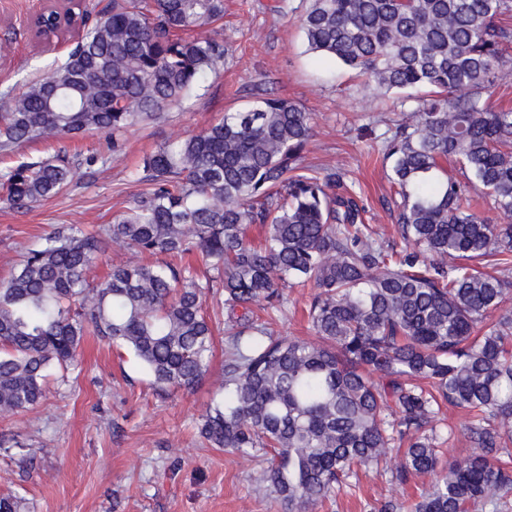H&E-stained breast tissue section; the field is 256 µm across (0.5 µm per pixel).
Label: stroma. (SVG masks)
<instances>
[{
  "label": "stroma",
  "mask_w": 512,
  "mask_h": 512,
  "mask_svg": "<svg viewBox=\"0 0 512 512\" xmlns=\"http://www.w3.org/2000/svg\"><path fill=\"white\" fill-rule=\"evenodd\" d=\"M45 0H0V94L47 76L73 37H34L27 20ZM283 11H275V4ZM300 0H224L228 54L204 87L157 119L129 128L112 154L108 135L27 143L0 153V168L16 154L50 158L79 154L82 163L59 195L15 208L0 200V279L18 267L26 248L55 228L75 224L93 232L113 223L143 192L134 173L144 156L170 137L201 132L227 112L260 98H285L312 113L315 135L306 163L346 174L369 208L380 237L395 240L393 190L380 136L400 106L395 95L367 88L337 60L307 49L296 7ZM275 330L311 338L303 316L309 289L289 288ZM224 333L214 336L208 378L195 391L166 395L151 387L136 360L96 336H86L80 364L67 385L49 382L42 402L0 419V493L23 497L28 512H282L260 481V457L212 447L198 431L218 400L224 373ZM24 446L34 457L22 463ZM391 463L358 468L348 488L315 512H378L392 500L411 505L427 487L421 478L393 482Z\"/></svg>",
  "instance_id": "1"
}]
</instances>
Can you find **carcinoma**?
Listing matches in <instances>:
<instances>
[{
  "mask_svg": "<svg viewBox=\"0 0 512 512\" xmlns=\"http://www.w3.org/2000/svg\"><path fill=\"white\" fill-rule=\"evenodd\" d=\"M224 0H108L57 61L53 81L4 94L0 151L86 133L114 135L196 93L224 65ZM512 0H302L308 50L360 70L386 93L423 89L384 141L400 242L376 237L345 175L304 163L311 113L265 97L146 156L134 205L100 234L66 225L0 281V418L45 397L48 371L76 366L92 333L124 347L152 385L190 391L208 375L207 293L229 335L220 401L200 433L260 452L286 512H314L355 469L405 444L392 479L428 477L412 512H500L512 498V108L491 102L512 73ZM205 29L200 37L183 33ZM66 155L20 156L0 195L27 206L72 179ZM265 231L256 245L250 225ZM150 255L198 252L213 275L169 261L112 266L109 243ZM489 266L480 271L473 263ZM311 289L316 340L277 336L253 307ZM470 417V451L444 456L436 417ZM0 512H26L0 496Z\"/></svg>",
  "mask_w": 512,
  "mask_h": 512,
  "instance_id": "cac0c4a2",
  "label": "carcinoma"
}]
</instances>
